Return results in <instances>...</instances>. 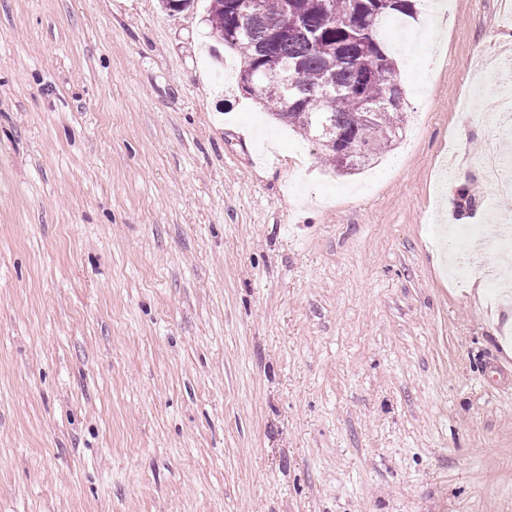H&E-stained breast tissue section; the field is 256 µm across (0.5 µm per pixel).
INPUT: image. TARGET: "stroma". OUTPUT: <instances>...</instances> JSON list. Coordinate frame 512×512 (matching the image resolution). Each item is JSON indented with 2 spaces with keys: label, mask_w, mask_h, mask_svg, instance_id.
<instances>
[{
  "label": "stroma",
  "mask_w": 512,
  "mask_h": 512,
  "mask_svg": "<svg viewBox=\"0 0 512 512\" xmlns=\"http://www.w3.org/2000/svg\"><path fill=\"white\" fill-rule=\"evenodd\" d=\"M206 6L0 0V512H512V303L434 228L512 219V0H447L351 175ZM484 162L493 173L501 189L511 195L512 175L511 168L505 169L509 165V158L505 152L490 154L485 158Z\"/></svg>",
  "instance_id": "obj_1"
}]
</instances>
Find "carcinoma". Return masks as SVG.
I'll list each match as a JSON object with an SVG mask.
<instances>
[{
    "label": "carcinoma",
    "instance_id": "cac0c4a2",
    "mask_svg": "<svg viewBox=\"0 0 512 512\" xmlns=\"http://www.w3.org/2000/svg\"><path fill=\"white\" fill-rule=\"evenodd\" d=\"M418 0H209L217 39L242 57L239 80L289 125L312 137L339 173L370 165L403 140L405 90L379 25L414 17ZM286 36L275 41L269 33Z\"/></svg>",
    "mask_w": 512,
    "mask_h": 512
}]
</instances>
